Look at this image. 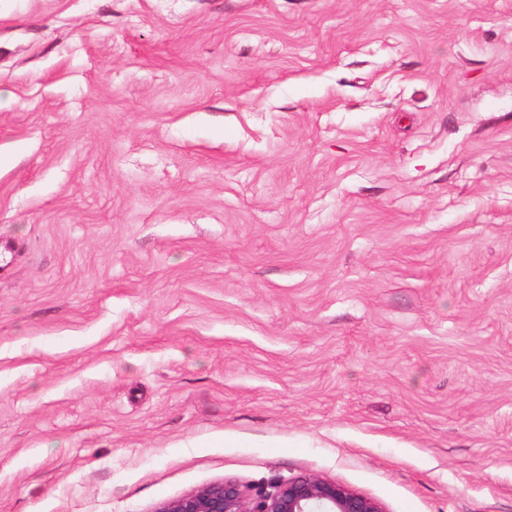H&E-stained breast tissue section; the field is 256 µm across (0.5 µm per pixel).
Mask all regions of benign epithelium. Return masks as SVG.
<instances>
[{
	"mask_svg": "<svg viewBox=\"0 0 512 512\" xmlns=\"http://www.w3.org/2000/svg\"><path fill=\"white\" fill-rule=\"evenodd\" d=\"M156 512H384L342 484L312 476L279 478L256 492L226 480L164 502Z\"/></svg>",
	"mask_w": 512,
	"mask_h": 512,
	"instance_id": "benign-epithelium-1",
	"label": "benign epithelium"
}]
</instances>
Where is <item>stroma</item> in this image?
<instances>
[{
    "instance_id": "stroma-1",
    "label": "stroma",
    "mask_w": 512,
    "mask_h": 512,
    "mask_svg": "<svg viewBox=\"0 0 512 512\" xmlns=\"http://www.w3.org/2000/svg\"><path fill=\"white\" fill-rule=\"evenodd\" d=\"M0 240V512H512V0H0ZM157 512H384L380 503L342 484L312 476L279 478L252 492L232 480L164 502Z\"/></svg>"
}]
</instances>
